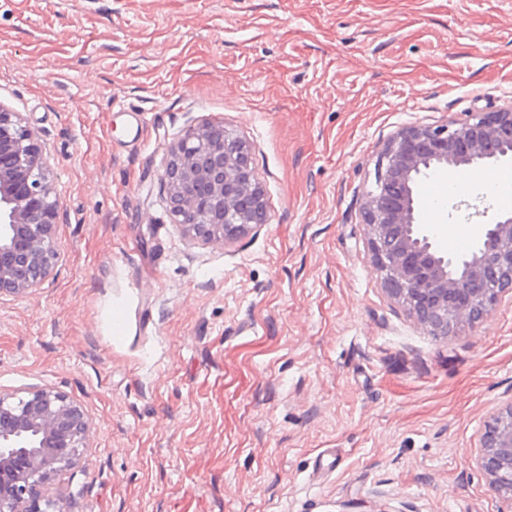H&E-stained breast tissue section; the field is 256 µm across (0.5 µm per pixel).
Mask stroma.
Here are the masks:
<instances>
[{
    "label": "stroma",
    "mask_w": 512,
    "mask_h": 512,
    "mask_svg": "<svg viewBox=\"0 0 512 512\" xmlns=\"http://www.w3.org/2000/svg\"><path fill=\"white\" fill-rule=\"evenodd\" d=\"M511 99L512 0H0V102L62 213L53 273L0 297V392L85 410L75 512H500L474 456L512 402V294L431 335L362 206L397 130ZM211 123L268 210L226 244L172 223L159 181ZM505 171L431 174L434 243L476 247Z\"/></svg>",
    "instance_id": "obj_1"
}]
</instances>
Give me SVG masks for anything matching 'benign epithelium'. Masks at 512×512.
Wrapping results in <instances>:
<instances>
[{
	"mask_svg": "<svg viewBox=\"0 0 512 512\" xmlns=\"http://www.w3.org/2000/svg\"><path fill=\"white\" fill-rule=\"evenodd\" d=\"M512 160V103L463 120L411 125L382 146L363 223L386 294L434 336L488 314L512 293V212L485 225L467 256L440 253L416 218V188L429 173ZM173 222L211 242L268 221L250 149L222 125L190 128L160 175ZM60 204L52 169L21 113L0 102V294L38 288L58 260ZM90 424L82 407L50 388L0 392V512H59L49 486L81 466ZM512 512V402L492 418L475 456Z\"/></svg>",
	"mask_w": 512,
	"mask_h": 512,
	"instance_id": "7a95c632",
	"label": "benign epithelium"
}]
</instances>
